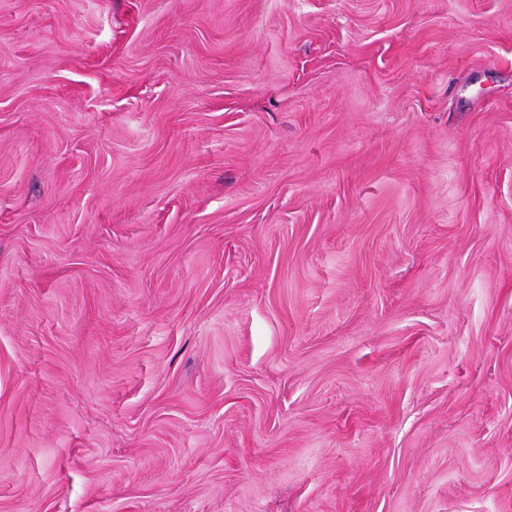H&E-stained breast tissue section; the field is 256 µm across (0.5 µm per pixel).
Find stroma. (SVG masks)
I'll return each instance as SVG.
<instances>
[{"label":"stroma","instance_id":"35a3bbf8","mask_svg":"<svg viewBox=\"0 0 512 512\" xmlns=\"http://www.w3.org/2000/svg\"><path fill=\"white\" fill-rule=\"evenodd\" d=\"M0 512H512V0H0Z\"/></svg>","mask_w":512,"mask_h":512}]
</instances>
